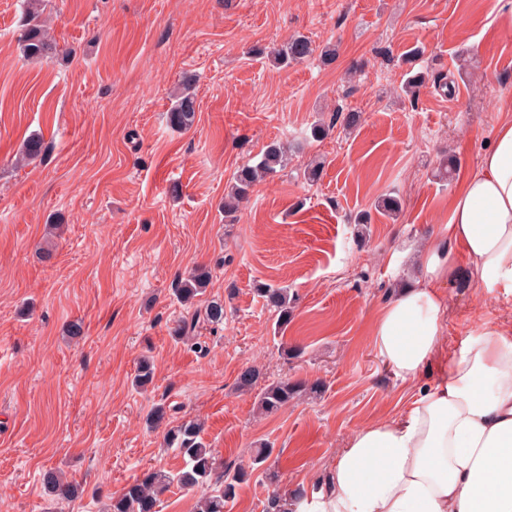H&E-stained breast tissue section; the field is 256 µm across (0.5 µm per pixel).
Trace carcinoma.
<instances>
[{
  "label": "carcinoma",
  "instance_id": "obj_1",
  "mask_svg": "<svg viewBox=\"0 0 512 512\" xmlns=\"http://www.w3.org/2000/svg\"><path fill=\"white\" fill-rule=\"evenodd\" d=\"M43 0H26L27 23L19 39L18 46L22 56L28 60H43L65 55V51L50 36L42 20ZM314 52L311 41L305 37H295L278 48L270 50L273 64L287 66L300 63ZM196 102L190 85L186 84L175 95L174 102L168 110L169 124L179 130L191 128L195 121ZM361 121L357 112L336 109L329 123L320 122L313 126L311 135L321 139L328 135L336 123L349 129L356 128ZM46 146L42 136L33 134L24 140L20 159L36 160L43 156ZM286 150L279 145H271L262 159L254 166L241 168L234 184L224 196V217L232 218L240 205L247 200L252 187L260 180L274 174L284 167ZM209 272L198 269L177 282L174 295L177 300L188 305L201 295L207 287ZM262 296L266 305L278 314V327L288 324L291 316L290 297L286 288H263ZM224 322V303L212 301L195 312L191 320L183 321L171 328L172 336L181 342L191 343L196 339V328L201 323L217 327ZM154 370L148 361L139 364L134 376L135 385L145 388L153 382ZM315 384L302 387L287 380L267 386L258 396V409L270 415L298 400L302 394L318 392ZM203 425L197 420H188L166 429L165 441L170 448L178 449L184 457L185 467L176 476L161 468H148L133 482L127 484L123 491L112 497L107 512H156L159 496L172 484L182 487H196L206 484L216 470V458L211 449L203 442L201 433ZM246 479V472L236 471L232 474L223 472L219 485L200 500L198 512H224V502L235 497L237 487ZM42 485L48 496L56 501L66 502L76 499L81 492V485L65 479L57 470L50 468L42 475Z\"/></svg>",
  "mask_w": 512,
  "mask_h": 512
}]
</instances>
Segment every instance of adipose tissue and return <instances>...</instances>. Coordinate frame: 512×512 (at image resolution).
Segmentation results:
<instances>
[{"mask_svg":"<svg viewBox=\"0 0 512 512\" xmlns=\"http://www.w3.org/2000/svg\"><path fill=\"white\" fill-rule=\"evenodd\" d=\"M441 234L512 304V119L466 174ZM423 261L426 280L397 290L371 336L398 378L435 361L437 378L397 415L355 429L296 512H512V328L484 325L440 359L453 262L433 247Z\"/></svg>","mask_w":512,"mask_h":512,"instance_id":"ef3b65f1","label":"adipose tissue"}]
</instances>
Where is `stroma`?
<instances>
[{
  "instance_id": "35a3bbf8",
  "label": "stroma",
  "mask_w": 512,
  "mask_h": 512,
  "mask_svg": "<svg viewBox=\"0 0 512 512\" xmlns=\"http://www.w3.org/2000/svg\"><path fill=\"white\" fill-rule=\"evenodd\" d=\"M44 15L68 58L25 59L24 0H0V512H101L144 469L178 472L163 429L145 424L157 404L171 424L203 422L225 467L246 471L224 512H265L272 495L325 482L356 428L396 415L437 375L393 376L370 322L392 292L426 279L421 254L512 118L498 0H45ZM294 35L314 54L273 66L265 51ZM410 72L428 77L413 99L401 90ZM186 75L196 120L177 131L167 112ZM337 107L360 112V126L314 139ZM35 133L45 155L15 166ZM274 142L287 168L225 218L235 173ZM389 195L399 216L377 207ZM452 261L448 352L512 322L464 255ZM197 268L210 273L198 303L223 300L224 324L200 328L196 350L169 329L192 315L173 288ZM269 286L294 296L286 328L261 295ZM74 322L82 338L68 337ZM144 358L155 377L139 390ZM252 366L259 380L239 390ZM281 379L321 392L258 415L259 393ZM263 445L273 453L254 464ZM49 468L82 496L51 503Z\"/></svg>"
}]
</instances>
